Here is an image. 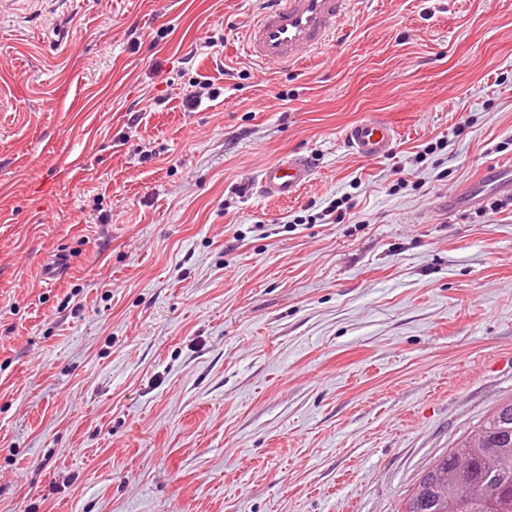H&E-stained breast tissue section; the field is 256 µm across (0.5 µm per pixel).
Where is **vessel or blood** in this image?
I'll return each mask as SVG.
<instances>
[{
	"mask_svg": "<svg viewBox=\"0 0 512 512\" xmlns=\"http://www.w3.org/2000/svg\"><path fill=\"white\" fill-rule=\"evenodd\" d=\"M348 7L349 0H265L262 12L245 32L242 49L259 68H289L333 42ZM345 140L361 157L380 159L391 153L397 129L391 122L372 116L348 127ZM311 177L306 156L288 155L270 161L257 184L261 194L288 201ZM491 194L512 198L511 164L493 166L479 181L443 195L436 208L447 214L477 208Z\"/></svg>",
	"mask_w": 512,
	"mask_h": 512,
	"instance_id": "obj_1",
	"label": "vessel or blood"
}]
</instances>
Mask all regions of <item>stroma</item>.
Segmentation results:
<instances>
[{"mask_svg":"<svg viewBox=\"0 0 512 512\" xmlns=\"http://www.w3.org/2000/svg\"><path fill=\"white\" fill-rule=\"evenodd\" d=\"M261 6L0 17V512H398L512 398V211L435 209L512 164V0H351L288 69L241 52ZM344 136L361 157L374 160L391 153L397 128L385 119L370 116L348 127ZM312 168L306 156L288 155L270 161L258 176L259 192L284 201L293 199L311 180Z\"/></svg>","mask_w":512,"mask_h":512,"instance_id":"obj_1","label":"stroma"}]
</instances>
